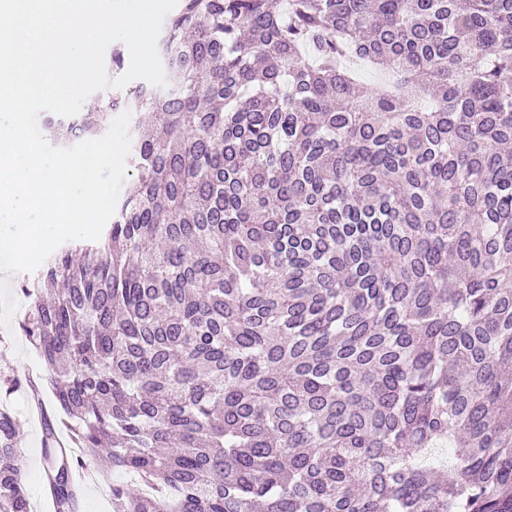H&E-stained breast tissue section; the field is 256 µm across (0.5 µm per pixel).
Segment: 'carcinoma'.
I'll return each mask as SVG.
<instances>
[{
  "instance_id": "cac0c4a2",
  "label": "carcinoma",
  "mask_w": 512,
  "mask_h": 512,
  "mask_svg": "<svg viewBox=\"0 0 512 512\" xmlns=\"http://www.w3.org/2000/svg\"><path fill=\"white\" fill-rule=\"evenodd\" d=\"M157 48L45 120L131 110L135 173L21 284L54 512L104 450L112 512H512V0H178Z\"/></svg>"
}]
</instances>
